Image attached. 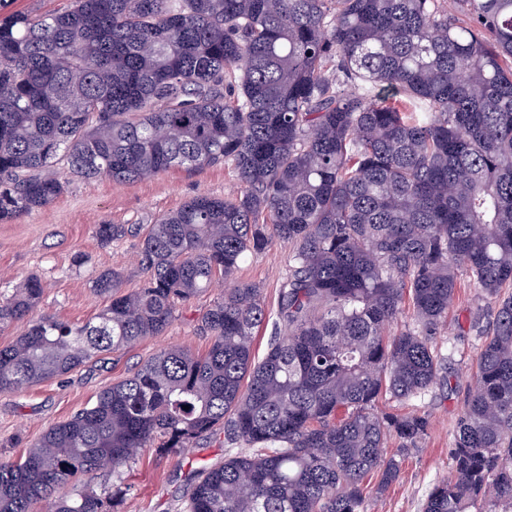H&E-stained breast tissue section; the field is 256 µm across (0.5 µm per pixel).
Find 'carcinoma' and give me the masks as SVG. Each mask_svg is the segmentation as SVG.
<instances>
[{
	"mask_svg": "<svg viewBox=\"0 0 512 512\" xmlns=\"http://www.w3.org/2000/svg\"><path fill=\"white\" fill-rule=\"evenodd\" d=\"M71 0L32 14L0 0V222L52 204L68 174L130 183L222 163L239 188L196 196L137 239L147 279L81 324L32 317L35 277L0 299V392L62 377L160 336L219 281L206 353L168 346L0 461V512H106L144 452L224 427L243 451L201 469L183 512H365L366 480H398L390 436L429 419L383 411L442 379L434 344L458 278L494 303L469 369L452 474L423 512H512V0ZM288 244L285 332L255 359L261 288L244 257ZM410 305L413 323L389 331ZM108 469L116 484L67 492Z\"/></svg>",
	"mask_w": 512,
	"mask_h": 512,
	"instance_id": "1",
	"label": "carcinoma"
}]
</instances>
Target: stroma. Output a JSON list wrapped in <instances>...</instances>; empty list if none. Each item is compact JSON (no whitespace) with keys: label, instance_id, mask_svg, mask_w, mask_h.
<instances>
[{"label":"stroma","instance_id":"obj_1","mask_svg":"<svg viewBox=\"0 0 512 512\" xmlns=\"http://www.w3.org/2000/svg\"><path fill=\"white\" fill-rule=\"evenodd\" d=\"M236 188L235 174L221 164L174 167L158 177L126 184L106 178L71 180L50 206L0 223V294H10L23 279L35 276L44 285L38 313L71 323L86 321L105 304L92 290L99 273L121 272L127 289L138 287L144 279L136 261L135 239L100 245L94 235L96 225L148 224L199 194L221 196ZM289 253L287 244L273 242L248 256L236 274L237 280L262 290L267 320L253 342L259 358L275 333ZM223 289V284H216L180 306L163 335L109 356L105 363L86 364L20 393H0V457L14 459L24 454L47 427L70 418L99 391L130 376L161 349L177 344L205 353L211 340L200 334L198 319ZM493 318V305L467 280H459L448 323L436 338V347L445 358L447 382L419 404L431 423L429 435L420 448L407 452L401 451L397 439L388 440L386 451L399 461L400 475L385 492L370 496L366 512H422L430 489L449 476L456 424L473 385L469 358ZM237 450V444L219 430L187 448L165 454L147 451L127 474L130 490L115 512H180L189 477L200 468L223 463Z\"/></svg>","mask_w":512,"mask_h":512}]
</instances>
